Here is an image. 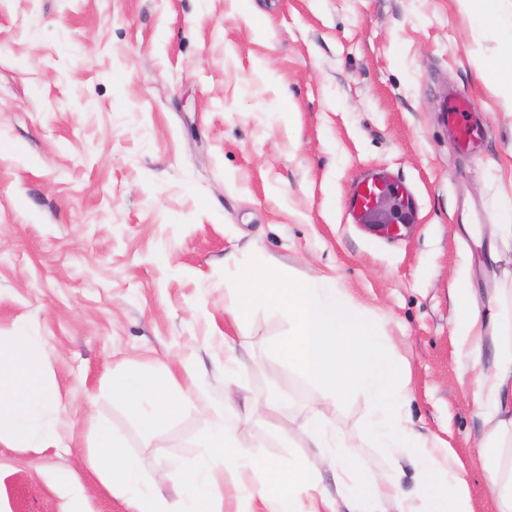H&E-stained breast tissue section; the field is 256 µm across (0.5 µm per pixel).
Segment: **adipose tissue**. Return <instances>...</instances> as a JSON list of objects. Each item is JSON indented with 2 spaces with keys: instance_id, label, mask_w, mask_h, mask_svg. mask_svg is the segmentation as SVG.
Masks as SVG:
<instances>
[{
  "instance_id": "obj_1",
  "label": "adipose tissue",
  "mask_w": 512,
  "mask_h": 512,
  "mask_svg": "<svg viewBox=\"0 0 512 512\" xmlns=\"http://www.w3.org/2000/svg\"><path fill=\"white\" fill-rule=\"evenodd\" d=\"M236 271L245 286L230 306L235 321L264 308L285 313L288 332L274 342L273 349L318 385L322 404L364 393L375 410L366 429L368 439L380 448L409 447L408 383L384 354L390 337L364 308L324 277L284 285L250 267L240 265ZM450 289L459 307L455 334L462 345L477 351L489 340L498 350L493 368L476 379V402L486 412L481 454L497 512H512V461L506 455L512 447V270L503 272L492 299L495 310L488 315L476 303L467 279L454 281ZM43 357L44 348L33 337L0 336V444L6 447L42 452L58 444L56 419L41 409L44 394L38 367ZM112 396L139 415L148 429L189 401L182 390L138 370L114 373ZM97 432L99 450L90 465L108 491H134L133 512H169L160 491L143 482L138 460L115 443L106 426H98ZM303 433L308 447L315 450L313 457L284 464L245 449L223 418L212 419L203 445L220 460L221 468L200 466L190 472L181 512H221L228 475L248 478L250 497L259 499L267 512H382L364 472L344 458L325 457V449L342 447L343 438L330 430L321 413H314ZM325 461L336 472L333 498L319 490V465ZM416 466L422 480L413 493L395 495V512H473L462 479L441 449H420Z\"/></svg>"
}]
</instances>
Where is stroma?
Returning a JSON list of instances; mask_svg holds the SVG:
<instances>
[{
    "instance_id": "obj_1",
    "label": "stroma",
    "mask_w": 512,
    "mask_h": 512,
    "mask_svg": "<svg viewBox=\"0 0 512 512\" xmlns=\"http://www.w3.org/2000/svg\"><path fill=\"white\" fill-rule=\"evenodd\" d=\"M511 54L457 0H0V336L44 346L59 434L42 452L0 445V512H64L59 471L86 512H132L89 465L100 423L172 504L208 418L269 459L307 455L318 388L271 349L284 314H225L232 253L287 282L333 279L381 323L410 433L447 448L474 512H496L474 400L493 350L460 347L448 285L496 286L473 236L512 192V100L478 67ZM451 91L479 111V152L448 134ZM361 175L390 176L412 209L395 237L372 230L389 209L350 215ZM228 339L243 361L229 376ZM125 369L173 377L194 401L146 430L112 397ZM269 395L277 411L241 416ZM371 409L356 393L324 414L391 512L420 473L412 449L368 442Z\"/></svg>"
}]
</instances>
